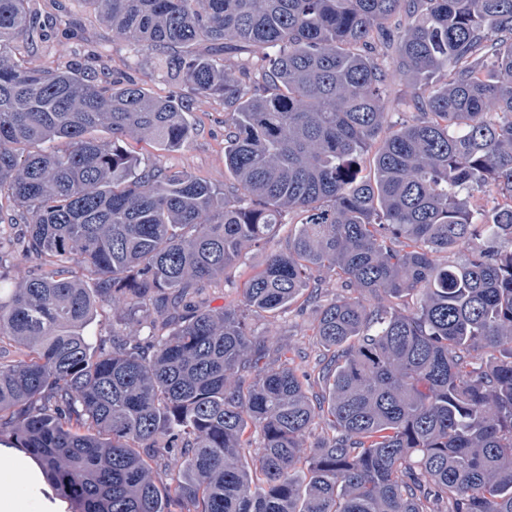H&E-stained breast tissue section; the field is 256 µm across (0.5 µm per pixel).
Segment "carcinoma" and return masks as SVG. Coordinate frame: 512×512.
I'll use <instances>...</instances> for the list:
<instances>
[{
  "label": "carcinoma",
  "mask_w": 512,
  "mask_h": 512,
  "mask_svg": "<svg viewBox=\"0 0 512 512\" xmlns=\"http://www.w3.org/2000/svg\"><path fill=\"white\" fill-rule=\"evenodd\" d=\"M86 2L173 81L224 98L235 183L133 157L131 140H190L184 100L16 61L43 28L28 0H0V187L40 260L6 288L0 256V445L73 512H512V0ZM403 76L416 113L394 126ZM58 139L69 149L26 151ZM475 187L505 202L477 218ZM292 211L288 251L207 305ZM321 271L356 295L318 303ZM303 294L330 352L321 399L250 327ZM102 305L117 320L92 343ZM413 90L412 79H398L390 88L389 96L385 101V112H390L389 120L399 124L403 120H408L412 112L405 102L410 97Z\"/></svg>",
  "instance_id": "obj_1"
}]
</instances>
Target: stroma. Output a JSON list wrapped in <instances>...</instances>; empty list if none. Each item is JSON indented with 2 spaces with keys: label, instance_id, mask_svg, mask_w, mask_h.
I'll list each match as a JSON object with an SVG mask.
<instances>
[{
  "label": "stroma",
  "instance_id": "obj_1",
  "mask_svg": "<svg viewBox=\"0 0 512 512\" xmlns=\"http://www.w3.org/2000/svg\"><path fill=\"white\" fill-rule=\"evenodd\" d=\"M34 6L46 24L47 39L42 45V63L46 68L71 66L85 72L104 75L109 80L128 77L154 96L166 98L184 95L190 107V120L195 125L188 144L174 151L161 149L150 140L129 142L132 155L142 162L171 172L186 171L201 181L215 185L229 182L224 170V100L213 96L198 99L189 96L185 86L171 81L154 68L147 58L113 39L112 30L80 0H34ZM298 213L284 214L263 247L242 249L238 258L224 271V276L206 289L210 306L220 307L237 300L246 281L259 270L272 252L287 250L297 223ZM26 213L8 193H0V255L7 264L27 269L37 266L35 256H22L19 236L24 230ZM317 312L304 301H297L276 314L253 315L251 324L256 334L273 337L280 345L302 352L301 369L309 371L312 391L321 383L312 371L321 353L312 335Z\"/></svg>",
  "mask_w": 512,
  "mask_h": 512
}]
</instances>
